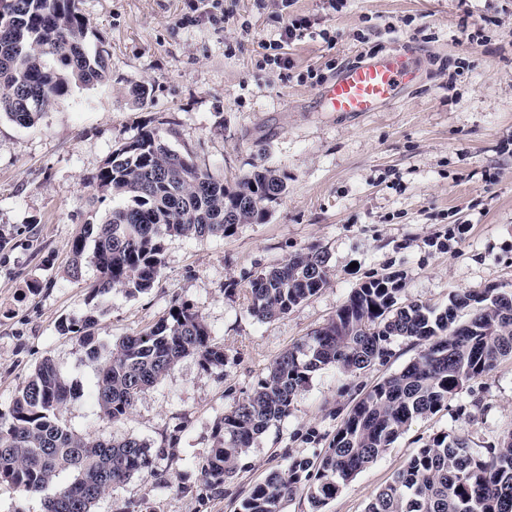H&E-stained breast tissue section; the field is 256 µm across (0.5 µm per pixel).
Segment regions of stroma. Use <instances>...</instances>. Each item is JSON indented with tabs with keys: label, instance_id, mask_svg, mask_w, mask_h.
<instances>
[{
	"label": "stroma",
	"instance_id": "1",
	"mask_svg": "<svg viewBox=\"0 0 512 512\" xmlns=\"http://www.w3.org/2000/svg\"><path fill=\"white\" fill-rule=\"evenodd\" d=\"M213 1L80 0L90 44L110 52V83L73 88L30 127L0 117V411L48 358L75 386L61 411L72 431L151 448V467L95 512H241L271 470L323 455L361 395L419 346L400 338L385 363L360 374L315 373L223 486L204 476L224 414L368 278L397 275L402 302L440 309L456 293L512 289V0H217L228 13L219 24L207 16ZM300 17L312 28L284 44L290 69L264 64L263 44ZM474 23L479 45L465 31ZM400 48L418 62L417 89L381 112L322 111L317 93L344 64ZM137 85L146 101L133 97ZM146 124L225 183L257 165L288 180L264 223L224 238H166L152 289L109 296L96 331L103 344L185 302L226 354L220 369L183 358L114 421L94 402L95 364L59 324L86 311L97 277L90 266L80 280L68 276L72 242L112 207L88 180ZM313 245L328 257L326 285L284 317H251L249 280ZM443 432L468 433L476 449L512 432V358L415 420L323 512H365Z\"/></svg>",
	"mask_w": 512,
	"mask_h": 512
}]
</instances>
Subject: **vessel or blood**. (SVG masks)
Instances as JSON below:
<instances>
[{
	"label": "vessel or blood",
	"mask_w": 512,
	"mask_h": 512,
	"mask_svg": "<svg viewBox=\"0 0 512 512\" xmlns=\"http://www.w3.org/2000/svg\"><path fill=\"white\" fill-rule=\"evenodd\" d=\"M417 70L411 53L393 51L346 65L319 92L325 111L379 112L413 86Z\"/></svg>",
	"instance_id": "1"
}]
</instances>
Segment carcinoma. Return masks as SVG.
<instances>
[{
	"label": "carcinoma",
	"instance_id": "carcinoma-1",
	"mask_svg": "<svg viewBox=\"0 0 512 512\" xmlns=\"http://www.w3.org/2000/svg\"><path fill=\"white\" fill-rule=\"evenodd\" d=\"M88 31L79 0H0V116L29 125L72 87L108 81L110 53L89 49ZM89 184L122 203L72 242L71 276L79 278L85 264L95 267L97 302L59 330L79 336L86 356L99 363L95 401L116 421L184 357L222 369L226 354L211 343L201 314L181 303L151 327L120 338L104 357L94 332L104 298L114 289L147 292L161 273L167 236L224 237L240 224L264 222L267 205L287 184L278 170L260 165L227 186L148 126L116 148ZM328 276L319 247L298 252L249 280L248 313L261 321L280 318L315 296ZM401 290L395 275L359 284L334 317L282 353L224 415L204 467L216 488L260 435L288 417L313 373L361 372L391 356L396 338L422 346L417 358L356 402L318 466L299 458L269 473L251 488L242 512H283L298 496L322 512L414 420L439 411L464 383L512 357V290L456 294L443 310L400 304ZM73 395L72 384L45 359L9 411L0 412V483L43 496L45 512H94L109 489L152 465L151 448L137 438L93 439L67 427L58 412ZM65 472L72 474L69 483L60 482ZM366 512H512V433L483 450L470 447L465 435L432 437L374 494Z\"/></svg>",
	"mask_w": 512,
	"mask_h": 512
}]
</instances>
